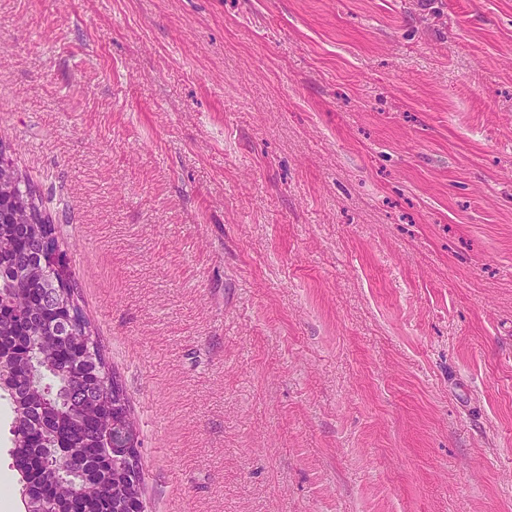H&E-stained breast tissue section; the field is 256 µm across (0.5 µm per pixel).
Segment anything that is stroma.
I'll list each match as a JSON object with an SVG mask.
<instances>
[{
	"mask_svg": "<svg viewBox=\"0 0 512 512\" xmlns=\"http://www.w3.org/2000/svg\"><path fill=\"white\" fill-rule=\"evenodd\" d=\"M0 145L145 512H512V0H0Z\"/></svg>",
	"mask_w": 512,
	"mask_h": 512,
	"instance_id": "1",
	"label": "stroma"
}]
</instances>
